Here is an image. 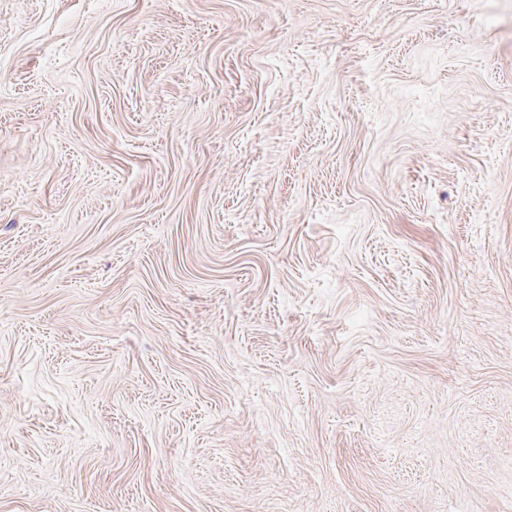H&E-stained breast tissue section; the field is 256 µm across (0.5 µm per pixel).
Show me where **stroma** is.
Returning <instances> with one entry per match:
<instances>
[{"instance_id":"35a3bbf8","label":"stroma","mask_w":512,"mask_h":512,"mask_svg":"<svg viewBox=\"0 0 512 512\" xmlns=\"http://www.w3.org/2000/svg\"><path fill=\"white\" fill-rule=\"evenodd\" d=\"M0 512H512V0H0Z\"/></svg>"}]
</instances>
